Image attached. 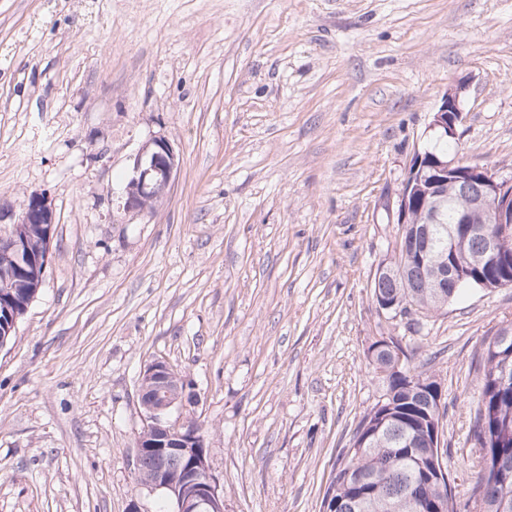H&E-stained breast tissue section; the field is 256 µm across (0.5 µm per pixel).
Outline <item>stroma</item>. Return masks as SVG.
I'll return each instance as SVG.
<instances>
[{"instance_id": "obj_1", "label": "stroma", "mask_w": 512, "mask_h": 512, "mask_svg": "<svg viewBox=\"0 0 512 512\" xmlns=\"http://www.w3.org/2000/svg\"><path fill=\"white\" fill-rule=\"evenodd\" d=\"M464 162L512 176V0H0V200L56 213L0 349V512H159L134 480L139 374L191 382L226 512H325L396 338L443 390V463L473 512L470 397L512 286L379 312L387 205L448 86ZM167 136L155 211L112 198Z\"/></svg>"}]
</instances>
